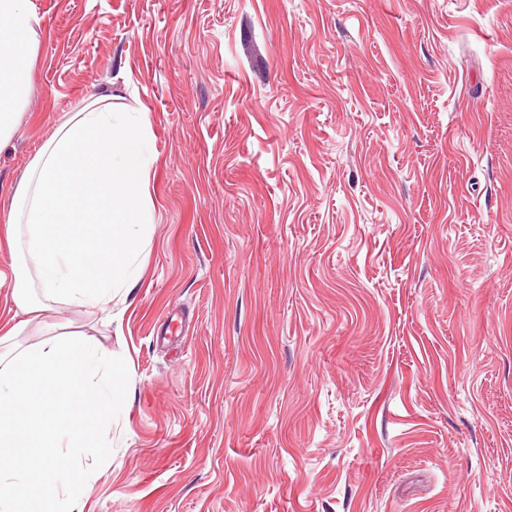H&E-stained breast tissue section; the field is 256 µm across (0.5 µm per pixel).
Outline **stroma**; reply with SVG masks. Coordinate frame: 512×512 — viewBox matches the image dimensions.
Wrapping results in <instances>:
<instances>
[{
  "label": "stroma",
  "mask_w": 512,
  "mask_h": 512,
  "mask_svg": "<svg viewBox=\"0 0 512 512\" xmlns=\"http://www.w3.org/2000/svg\"><path fill=\"white\" fill-rule=\"evenodd\" d=\"M0 213L90 96L148 112L84 512H512V0H32Z\"/></svg>",
  "instance_id": "35a3bbf8"
}]
</instances>
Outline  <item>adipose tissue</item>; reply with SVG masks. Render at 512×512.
Here are the masks:
<instances>
[{
    "mask_svg": "<svg viewBox=\"0 0 512 512\" xmlns=\"http://www.w3.org/2000/svg\"><path fill=\"white\" fill-rule=\"evenodd\" d=\"M38 25L31 0H0V145L22 116ZM151 137L148 113L107 95L81 105L35 154L0 218V244L17 256L12 300L25 315L0 329V512H83L67 466L93 449L111 453L72 424L90 409L108 426L120 409L111 350L56 337L46 322L39 344L18 351L11 341L53 304L106 305L138 281L154 222ZM24 428L33 447L50 432L61 456L17 465Z\"/></svg>",
    "mask_w": 512,
    "mask_h": 512,
    "instance_id": "ef3b65f1",
    "label": "adipose tissue"
}]
</instances>
